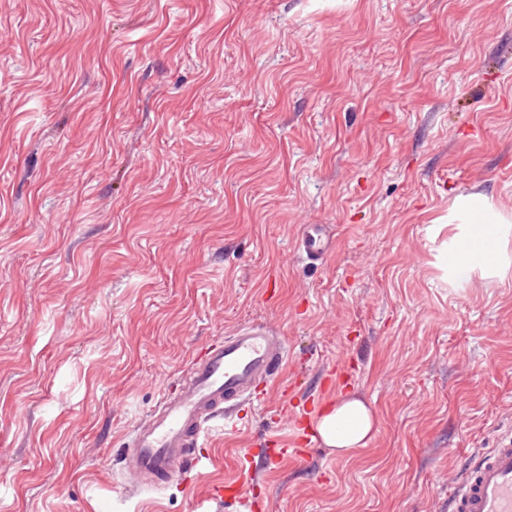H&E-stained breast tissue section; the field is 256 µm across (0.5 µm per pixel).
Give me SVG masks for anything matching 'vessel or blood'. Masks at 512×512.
<instances>
[{
  "instance_id": "1",
  "label": "vessel or blood",
  "mask_w": 512,
  "mask_h": 512,
  "mask_svg": "<svg viewBox=\"0 0 512 512\" xmlns=\"http://www.w3.org/2000/svg\"><path fill=\"white\" fill-rule=\"evenodd\" d=\"M330 247L325 225H303L297 249L307 259L323 260ZM286 354L283 337L262 324L237 328L205 348L191 362L177 392L163 396L130 435L122 460L126 491L161 490L192 471L209 444L213 421L226 415L229 405L250 396L260 382L272 379ZM287 427L290 445L269 441L265 454L271 463L305 458L319 440L315 419L294 414ZM259 486L258 475L243 466L236 483L211 487L201 503L208 507L229 499L252 510L259 505ZM448 512H512V431L497 447L478 452L450 482Z\"/></svg>"
}]
</instances>
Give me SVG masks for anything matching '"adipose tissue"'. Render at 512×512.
Returning <instances> with one entry per match:
<instances>
[{
  "label": "adipose tissue",
  "mask_w": 512,
  "mask_h": 512,
  "mask_svg": "<svg viewBox=\"0 0 512 512\" xmlns=\"http://www.w3.org/2000/svg\"><path fill=\"white\" fill-rule=\"evenodd\" d=\"M449 223H461V231L448 240V268L467 275L502 276L512 259L506 252L503 233L506 219L484 195L469 194L454 199ZM317 427L325 446L344 456L367 447L377 427L373 410L362 400L345 397L323 409Z\"/></svg>",
  "instance_id": "ef3b65f1"
}]
</instances>
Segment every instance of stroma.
<instances>
[{
  "instance_id": "35a3bbf8",
  "label": "stroma",
  "mask_w": 512,
  "mask_h": 512,
  "mask_svg": "<svg viewBox=\"0 0 512 512\" xmlns=\"http://www.w3.org/2000/svg\"><path fill=\"white\" fill-rule=\"evenodd\" d=\"M474 193L512 216V0H0V512H194L243 455L266 512H446L512 430V266L448 271ZM248 323L280 375L125 492L138 420ZM346 395L367 447L265 463ZM324 224H305L297 240V250L312 262L322 261L331 247Z\"/></svg>"
}]
</instances>
